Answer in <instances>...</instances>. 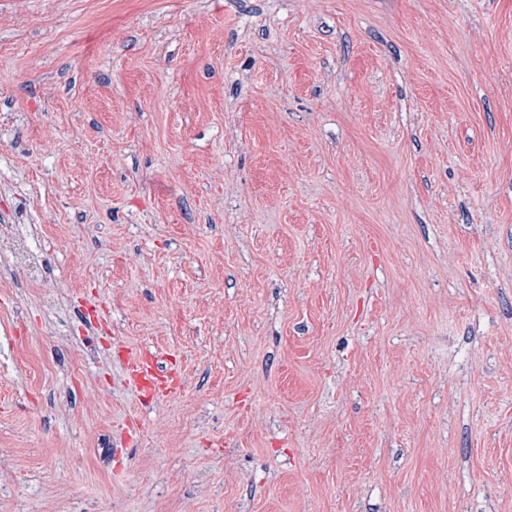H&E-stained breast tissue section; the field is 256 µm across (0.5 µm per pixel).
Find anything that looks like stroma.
I'll use <instances>...</instances> for the list:
<instances>
[{
    "instance_id": "35a3bbf8",
    "label": "stroma",
    "mask_w": 512,
    "mask_h": 512,
    "mask_svg": "<svg viewBox=\"0 0 512 512\" xmlns=\"http://www.w3.org/2000/svg\"><path fill=\"white\" fill-rule=\"evenodd\" d=\"M0 512H512V0H0ZM126 368L130 383L141 393L164 396L176 390L173 370L164 366L156 356L146 355L138 349H128Z\"/></svg>"
}]
</instances>
